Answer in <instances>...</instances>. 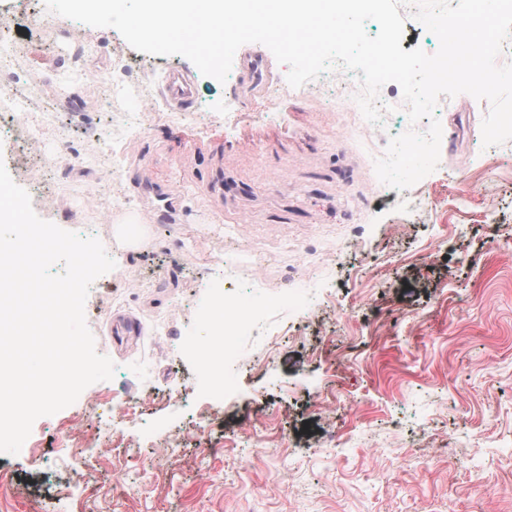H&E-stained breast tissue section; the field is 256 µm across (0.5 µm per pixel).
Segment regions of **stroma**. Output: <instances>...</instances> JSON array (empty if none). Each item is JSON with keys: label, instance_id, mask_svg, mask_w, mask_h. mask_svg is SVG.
Instances as JSON below:
<instances>
[{"label": "stroma", "instance_id": "1", "mask_svg": "<svg viewBox=\"0 0 512 512\" xmlns=\"http://www.w3.org/2000/svg\"><path fill=\"white\" fill-rule=\"evenodd\" d=\"M65 31L45 0H0V48L41 119L17 149L0 111V163L53 194L47 221L89 228L114 260L85 318L116 372L95 385V415L74 402L0 453V512H512V140L483 146L490 102L440 97L439 164L395 193L373 164L386 143L332 104L325 78L246 101L240 75L131 59L110 27L87 28L67 59ZM175 68L199 122L142 109ZM104 80L125 91L91 109ZM144 172L172 192L176 223ZM292 285L320 297L319 319L282 301ZM253 286L262 325L239 345L256 363L210 393L198 302L247 303ZM114 314L140 335H110ZM103 443L112 455L95 461Z\"/></svg>", "mask_w": 512, "mask_h": 512}]
</instances>
